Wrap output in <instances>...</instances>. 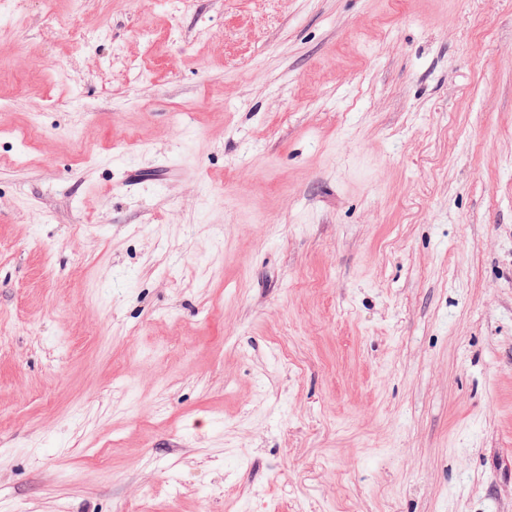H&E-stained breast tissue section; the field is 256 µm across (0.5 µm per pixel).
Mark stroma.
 <instances>
[{
    "label": "stroma",
    "mask_w": 512,
    "mask_h": 512,
    "mask_svg": "<svg viewBox=\"0 0 512 512\" xmlns=\"http://www.w3.org/2000/svg\"><path fill=\"white\" fill-rule=\"evenodd\" d=\"M10 9L0 512H512V0Z\"/></svg>",
    "instance_id": "obj_1"
}]
</instances>
